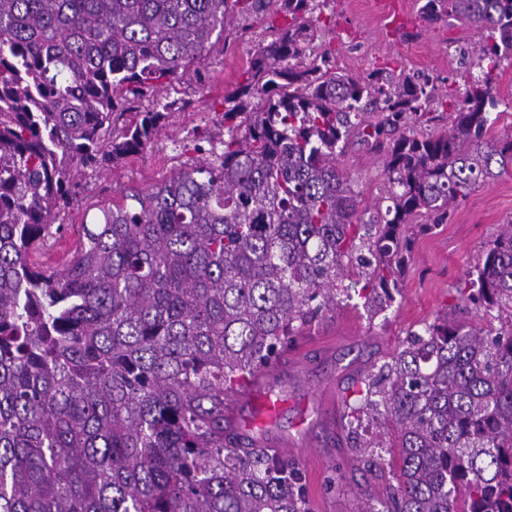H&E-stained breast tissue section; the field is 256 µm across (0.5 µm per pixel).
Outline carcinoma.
Segmentation results:
<instances>
[{
    "instance_id": "obj_1",
    "label": "carcinoma",
    "mask_w": 512,
    "mask_h": 512,
    "mask_svg": "<svg viewBox=\"0 0 512 512\" xmlns=\"http://www.w3.org/2000/svg\"><path fill=\"white\" fill-rule=\"evenodd\" d=\"M276 4L285 23L224 97L213 159L82 225L60 268L31 253L69 204L79 167L146 146L158 99L107 140L129 96L163 92L224 34L230 0H0V512H308L295 463L224 431V400L311 323L357 294L381 311L413 251L405 224L448 212L512 168L491 70L512 56V0H427L481 24L483 75L453 96L394 69L356 78L316 53L328 0ZM449 106L439 133L387 144L385 215L366 224L337 166L364 135ZM478 320L435 318L345 400L359 461L398 449L382 512H512V221L457 288ZM496 311L499 326L482 318ZM380 414L377 440L363 416Z\"/></svg>"
}]
</instances>
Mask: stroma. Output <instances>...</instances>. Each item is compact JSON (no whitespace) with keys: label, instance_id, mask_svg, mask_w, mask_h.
I'll use <instances>...</instances> for the list:
<instances>
[{"label":"stroma","instance_id":"obj_1","mask_svg":"<svg viewBox=\"0 0 512 512\" xmlns=\"http://www.w3.org/2000/svg\"><path fill=\"white\" fill-rule=\"evenodd\" d=\"M398 2L403 16L389 30L373 0H330L328 16L317 28V48L334 50L337 68L355 77L391 65L415 79L433 78L442 89L462 87L474 70L470 50L485 29L467 18H425V0ZM273 35L271 12L233 9L223 41L199 68L187 69L168 87L165 97L178 107L157 136L138 153L79 173L71 205L59 218L63 230L49 246L74 249L81 224L111 205L122 189L154 186L202 162V147L224 139L225 96L244 82L258 46ZM492 86L499 118L490 134L512 137V57L494 71ZM384 159V152L359 131L338 158L361 208L371 213L389 204ZM511 220L512 169L481 184L447 214L413 216L407 226L413 254L400 280V296L379 312L365 308L361 299L339 298L302 332L307 348L269 366L270 394L280 399L281 409L257 430L287 442L288 457L305 479L309 512L379 507L388 479L353 466L341 421L344 400L368 365L392 354L410 332L421 331L436 316L471 322V314L457 305L456 287L479 262L486 243ZM331 476L336 489L329 493L324 484Z\"/></svg>","mask_w":512,"mask_h":512}]
</instances>
